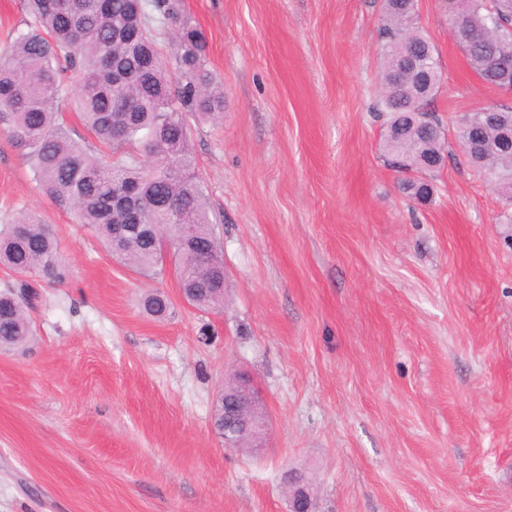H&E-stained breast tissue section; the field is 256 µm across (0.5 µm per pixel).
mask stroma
Here are the masks:
<instances>
[{
  "mask_svg": "<svg viewBox=\"0 0 512 512\" xmlns=\"http://www.w3.org/2000/svg\"><path fill=\"white\" fill-rule=\"evenodd\" d=\"M224 88L190 147L224 251V307L139 273L41 192L0 130V224L54 229L36 334L0 352V512H512V205L451 144L418 201L383 151L382 0H184ZM448 132L512 95L419 0ZM164 293L163 320L138 304ZM247 371L264 448L225 447L214 403ZM297 479L295 490L288 496V512H318L317 494L312 481L301 471L289 470L285 480Z\"/></svg>",
  "mask_w": 512,
  "mask_h": 512,
  "instance_id": "stroma-1",
  "label": "stroma"
}]
</instances>
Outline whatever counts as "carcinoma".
Segmentation results:
<instances>
[{
	"label": "carcinoma",
	"instance_id": "carcinoma-1",
	"mask_svg": "<svg viewBox=\"0 0 512 512\" xmlns=\"http://www.w3.org/2000/svg\"><path fill=\"white\" fill-rule=\"evenodd\" d=\"M409 0H386L377 48L384 93L378 112L392 135L384 148L391 164L431 161L446 140L423 134L405 119L428 104L439 89L434 45L418 26ZM26 19L0 53V127L29 164L33 178L58 208L91 227L124 265L160 275L167 256L179 288L202 309L224 305V252L219 221L209 215L188 148L186 115L207 121L223 114L224 90L210 69L203 33L192 24L182 0H25ZM469 26L458 45L477 77L497 87V58L512 57V0H473L469 17L448 18L451 32ZM167 29L174 44L168 65L152 31ZM408 48L427 64L429 85L411 84L401 68ZM69 105L104 149L95 152L70 136L60 107L67 83ZM483 110L461 116L456 138L482 125ZM487 161L468 157L492 185L512 184V152L500 148L497 132L480 137ZM414 199L431 196V184L404 182ZM126 224L137 233L119 234ZM0 265L60 283L63 258L49 225L33 211L17 212L0 224ZM10 288L0 291V349L20 348L35 328L25 305L14 304ZM145 312L167 315L169 304L153 293L141 299Z\"/></svg>",
	"mask_w": 512,
	"mask_h": 512
}]
</instances>
